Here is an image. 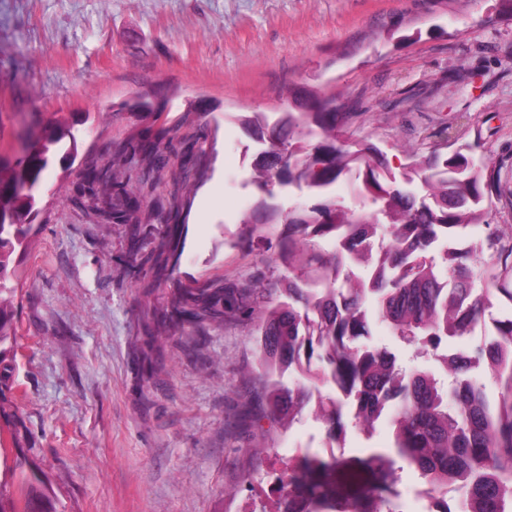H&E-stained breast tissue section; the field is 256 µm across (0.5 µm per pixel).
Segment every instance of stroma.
<instances>
[{"instance_id":"obj_1","label":"stroma","mask_w":512,"mask_h":512,"mask_svg":"<svg viewBox=\"0 0 512 512\" xmlns=\"http://www.w3.org/2000/svg\"><path fill=\"white\" fill-rule=\"evenodd\" d=\"M295 91L361 112L357 137L395 172L444 147L449 126L474 156L512 158V5L0 0V156L20 158L52 119L79 155L106 150L148 131L123 107L138 98L208 155L181 224L90 221L58 196L77 162H53L41 183L40 231L11 257L23 278L0 449L38 473L50 512H274L289 456L317 446L312 410L285 427L258 407L264 293L202 328L172 314L180 290L285 275L269 262L275 234L237 243L262 149L241 120L291 109ZM200 101L209 112L185 123ZM368 342L435 366L379 322Z\"/></svg>"}]
</instances>
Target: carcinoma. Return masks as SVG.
Segmentation results:
<instances>
[{
	"label": "carcinoma",
	"instance_id": "1",
	"mask_svg": "<svg viewBox=\"0 0 512 512\" xmlns=\"http://www.w3.org/2000/svg\"><path fill=\"white\" fill-rule=\"evenodd\" d=\"M329 98H313L300 112L269 116L255 112L243 119L248 132L262 140L255 183L268 196L271 186L286 179L304 185L318 198L309 209L284 215L272 211L266 223L243 219L238 245H250L269 225L280 226L271 262L288 269V278H256L254 287L267 293L261 311L257 344L263 375L267 416L293 424L310 407L326 426L330 448L341 446L345 419L368 431L385 418L394 428L393 446L375 450L353 462H324L317 450H307L288 462V505L299 512H377L378 504L395 493L388 467L394 455L416 471L426 493L451 490L460 512H512V315L491 316L501 298L512 305V225L489 222L494 199L502 195L505 160L475 159L457 149L444 156L410 154L403 173L410 185L419 182L429 200L397 182L384 157L371 144L352 139L360 112H338ZM173 129L160 126L153 137L133 133L112 145V161L84 158L86 185L82 192L102 198L89 218L96 223L174 224L184 194L202 175L198 140L180 141L181 163L173 175V191L144 212L128 188L122 168L128 156L139 157L142 180L161 175L168 165L163 150L172 144ZM77 141L61 125L50 126L26 143L23 156L10 162L0 156V356L16 340L12 298L18 277L9 266L16 247H24L40 213L36 190L56 157L74 160ZM356 172L359 197L378 207L388 232L373 252L378 220L372 211L347 214L338 207L331 188ZM481 226L479 246L450 247L444 265L427 257L440 239L461 237ZM333 239L324 250L319 242ZM371 263L367 279L343 275L348 263ZM236 291L203 283L175 297L174 314L201 325L230 304ZM373 305L369 310L366 305ZM491 317L492 334L466 352L438 354L442 342L470 335ZM378 319L401 340L416 344L419 354L441 362L448 383L426 370L406 371L395 354L358 340L370 336ZM483 366L499 381L496 406L487 402L470 372ZM298 377L285 382L290 369ZM332 384L338 396H325L321 386ZM352 467L369 477L368 487L336 498V472ZM36 476L24 475L23 510L0 492V512H44Z\"/></svg>",
	"mask_w": 512,
	"mask_h": 512
}]
</instances>
